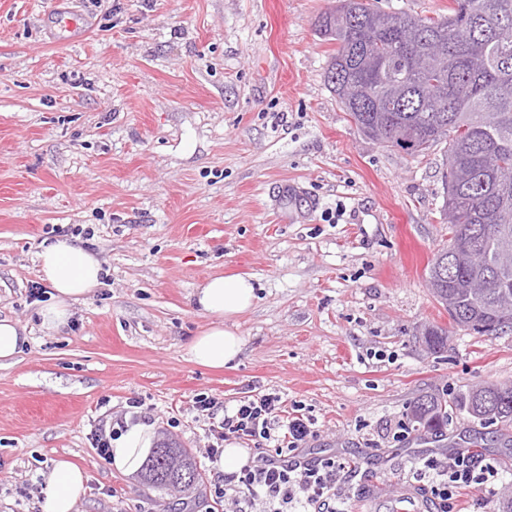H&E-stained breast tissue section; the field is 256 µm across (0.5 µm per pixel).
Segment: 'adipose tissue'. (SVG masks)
I'll return each instance as SVG.
<instances>
[{
	"label": "adipose tissue",
	"mask_w": 512,
	"mask_h": 512,
	"mask_svg": "<svg viewBox=\"0 0 512 512\" xmlns=\"http://www.w3.org/2000/svg\"><path fill=\"white\" fill-rule=\"evenodd\" d=\"M41 278L53 290L50 301L38 316L47 333L66 327L71 309L99 286L103 273L97 254L58 238L44 242L38 254ZM195 305L206 314L210 324L189 345V357L195 364L220 369L241 354L244 339L229 327V320L252 308L255 285L240 275H216L201 283L194 294ZM154 446V429L147 424L127 427L112 442L107 464L129 475L141 471ZM87 476L73 463L60 459L44 477L41 490V512H75L86 492Z\"/></svg>",
	"instance_id": "ef3b65f1"
}]
</instances>
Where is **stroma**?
Here are the masks:
<instances>
[{
	"mask_svg": "<svg viewBox=\"0 0 512 512\" xmlns=\"http://www.w3.org/2000/svg\"><path fill=\"white\" fill-rule=\"evenodd\" d=\"M332 5L0 0V318L29 337L0 366V512H38L61 458L88 476L78 512H224L192 399L268 388L312 420L304 458L356 463L346 512L475 439L512 484V427L410 421L420 395L512 384V329L460 330L433 297L445 149L413 158L357 131L325 81L336 46L314 28ZM58 225L91 229L105 276L50 336L29 290ZM213 273L258 287L221 370L187 355L210 323L192 294ZM428 325L449 332L440 353L419 339ZM119 419L186 448L203 483L171 495L109 469L90 434Z\"/></svg>",
	"mask_w": 512,
	"mask_h": 512,
	"instance_id": "stroma-1",
	"label": "stroma"
}]
</instances>
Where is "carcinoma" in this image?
Segmentation results:
<instances>
[{"mask_svg": "<svg viewBox=\"0 0 512 512\" xmlns=\"http://www.w3.org/2000/svg\"><path fill=\"white\" fill-rule=\"evenodd\" d=\"M315 22L318 36L336 42L327 82L343 111L369 140L399 148L412 158L447 144L452 186L443 212L449 244L427 265L426 279L452 323L478 335L504 328L495 310L498 237H512V184L497 185L484 166L493 153L512 170V0H452L448 14L388 17L387 29L367 0H339ZM428 349L447 346L448 331L425 330ZM492 411L477 413L471 393L448 401L423 395L410 416L414 430L440 433L449 410L481 424L512 425V385L485 386ZM143 479L162 491L196 486L203 474L185 448L163 442L145 465Z\"/></svg>", "mask_w": 512, "mask_h": 512, "instance_id": "cac0c4a2", "label": "carcinoma"}]
</instances>
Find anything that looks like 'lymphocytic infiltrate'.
I'll return each mask as SVG.
<instances>
[{
    "instance_id": "f902f5d3",
    "label": "lymphocytic infiltrate",
    "mask_w": 512,
    "mask_h": 512,
    "mask_svg": "<svg viewBox=\"0 0 512 512\" xmlns=\"http://www.w3.org/2000/svg\"><path fill=\"white\" fill-rule=\"evenodd\" d=\"M282 404L275 391L251 394L211 424L217 444L207 449L209 460H217L222 442L232 437L263 448L240 471L215 483V499L231 501L235 512L258 503L263 512H341L338 489L355 476V467L335 455L313 461L301 457L314 432L303 417H282ZM418 474L426 479L437 512H458L459 489L472 485L491 489L498 479L496 465L469 452L425 457Z\"/></svg>"
}]
</instances>
